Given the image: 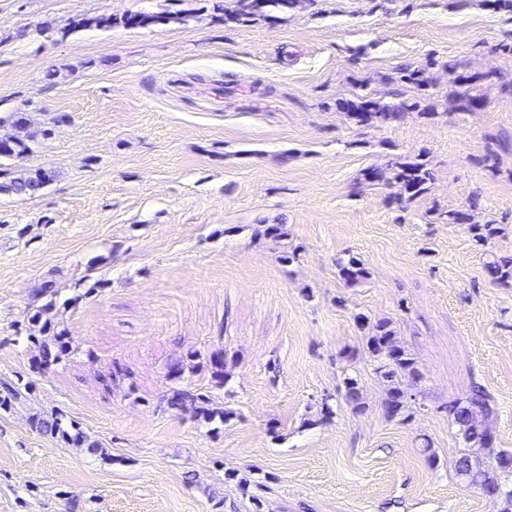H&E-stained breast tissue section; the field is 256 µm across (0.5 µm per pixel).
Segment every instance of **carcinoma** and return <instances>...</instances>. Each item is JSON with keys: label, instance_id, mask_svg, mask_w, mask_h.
<instances>
[{"label": "carcinoma", "instance_id": "cac0c4a2", "mask_svg": "<svg viewBox=\"0 0 512 512\" xmlns=\"http://www.w3.org/2000/svg\"><path fill=\"white\" fill-rule=\"evenodd\" d=\"M293 0H235L234 8L224 13V24L238 25L252 21L258 17H272L276 13H283L292 8ZM181 20L176 13H147L130 12L119 17L112 15H97L83 18L80 24L110 28L122 25L129 28H140L177 23ZM439 65L436 59L428 60L425 64L412 68L406 66L399 70V81L411 84L420 91L431 87L427 71ZM419 102L402 100L397 104L387 105L373 101L365 95H359L340 104V108L348 113L351 119L364 125H387L400 121L409 111L417 108ZM9 126L10 131L0 134V160H20L33 152L38 138L51 134V129L32 130L27 119L21 111H15L5 117L0 116V127ZM55 177L54 172L42 168L24 170L0 181V192L17 197H30L40 191ZM366 178L386 186L396 188L394 199L405 203L426 190V185L432 179V172L419 156L393 159L386 168H372L367 171ZM489 271L502 284L512 281V257L491 256L487 262ZM339 271L345 284L352 286L366 279L367 271L361 263L353 258L339 264ZM53 306L49 301L35 307L32 322L39 324L38 333H30L28 341L38 345L39 360L36 362V373L46 376L52 366L72 352L74 348L65 329L55 324L48 314ZM370 358L375 363V372L387 383L386 397L382 402V409L386 417L404 421L411 416L412 395L402 387V380L420 378L419 370L414 358L405 349L395 336L394 331L386 321H380L372 327L371 335L366 342ZM226 360L221 352H213L207 360L200 364L195 357L189 356L186 360L177 361L170 380H179L185 372H192L203 366L210 373L211 382L221 386L226 380ZM32 382L21 387L7 389L5 396H0V407L8 409L22 403ZM344 399L359 410L363 407L362 396L357 382L351 378L344 382ZM168 408L176 411L192 410L197 416L212 423L219 421L224 424L231 420L233 413L212 407V401L206 391L193 387H173L164 396ZM448 414V420L459 427L463 439L469 444L482 449H491L494 446V436L491 427V418L494 408L485 389L476 384L470 387L465 396L455 398L442 405ZM65 416L60 413L50 415H37L31 418V427L38 433L58 434L66 442L82 447L87 440L83 432L74 424H66ZM456 473L460 476L472 475V481L479 482L483 490H495L498 496L503 497L512 506V488L508 489L498 481L499 475L512 473V451L498 450L491 454L488 463H481L478 458L463 453L456 460Z\"/></svg>", "mask_w": 512, "mask_h": 512}]
</instances>
